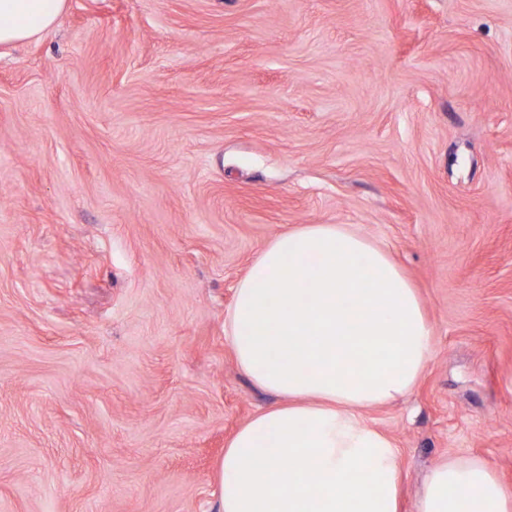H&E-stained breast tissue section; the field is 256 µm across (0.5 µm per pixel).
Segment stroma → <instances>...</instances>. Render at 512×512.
I'll use <instances>...</instances> for the list:
<instances>
[{"instance_id": "stroma-1", "label": "stroma", "mask_w": 512, "mask_h": 512, "mask_svg": "<svg viewBox=\"0 0 512 512\" xmlns=\"http://www.w3.org/2000/svg\"><path fill=\"white\" fill-rule=\"evenodd\" d=\"M343 224L434 351L391 437L512 488V0H68L0 48V512H217L278 403L224 321L279 234Z\"/></svg>"}]
</instances>
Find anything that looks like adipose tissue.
<instances>
[{
    "label": "adipose tissue",
    "mask_w": 512,
    "mask_h": 512,
    "mask_svg": "<svg viewBox=\"0 0 512 512\" xmlns=\"http://www.w3.org/2000/svg\"><path fill=\"white\" fill-rule=\"evenodd\" d=\"M66 7L0 0V47L52 29ZM227 337L241 370L283 402L225 448L218 512H400L398 451L361 411L414 389L432 330L389 253L338 224L277 235L238 285ZM415 512H512V489L488 460L450 459Z\"/></svg>",
    "instance_id": "1"
}]
</instances>
